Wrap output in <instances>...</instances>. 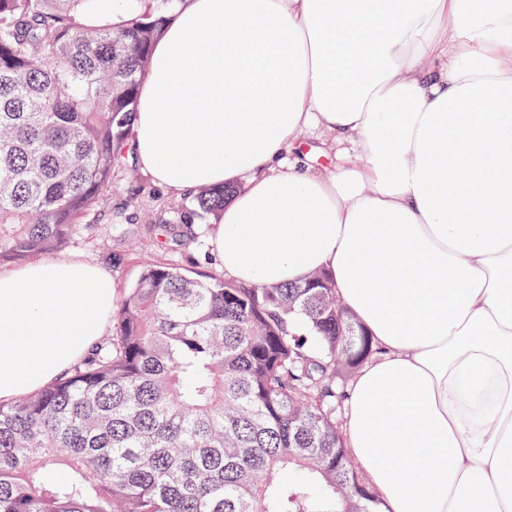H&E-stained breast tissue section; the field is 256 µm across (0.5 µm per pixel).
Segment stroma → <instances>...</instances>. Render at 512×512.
<instances>
[{
	"label": "stroma",
	"mask_w": 512,
	"mask_h": 512,
	"mask_svg": "<svg viewBox=\"0 0 512 512\" xmlns=\"http://www.w3.org/2000/svg\"><path fill=\"white\" fill-rule=\"evenodd\" d=\"M186 202V196L156 187L147 174L124 180L120 193L91 211L89 219L95 230L77 233L61 255L104 266L119 294L136 280L143 264L158 260L196 272H220L212 252L209 219H195L197 237L193 242L178 246L172 241L182 229Z\"/></svg>",
	"instance_id": "stroma-1"
}]
</instances>
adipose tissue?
Wrapping results in <instances>:
<instances>
[{"label": "adipose tissue", "instance_id": "obj_1", "mask_svg": "<svg viewBox=\"0 0 512 512\" xmlns=\"http://www.w3.org/2000/svg\"><path fill=\"white\" fill-rule=\"evenodd\" d=\"M310 128L336 135L327 172ZM133 136L169 193L237 186L225 276L331 273L378 349L345 434L390 512H512V0H174ZM113 304L91 262L0 271V403L78 362Z\"/></svg>", "mask_w": 512, "mask_h": 512}]
</instances>
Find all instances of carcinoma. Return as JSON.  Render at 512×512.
<instances>
[{
  "label": "carcinoma",
  "instance_id": "obj_1",
  "mask_svg": "<svg viewBox=\"0 0 512 512\" xmlns=\"http://www.w3.org/2000/svg\"><path fill=\"white\" fill-rule=\"evenodd\" d=\"M0 0V266L65 248L132 171L137 89L172 0ZM230 190L191 192L184 224ZM307 320L299 336L294 316ZM112 335L0 404V512H381L334 418L374 348L313 271L271 288L143 265ZM143 1L147 0H96L91 16L92 23L121 24L133 14L144 9Z\"/></svg>",
  "mask_w": 512,
  "mask_h": 512
}]
</instances>
